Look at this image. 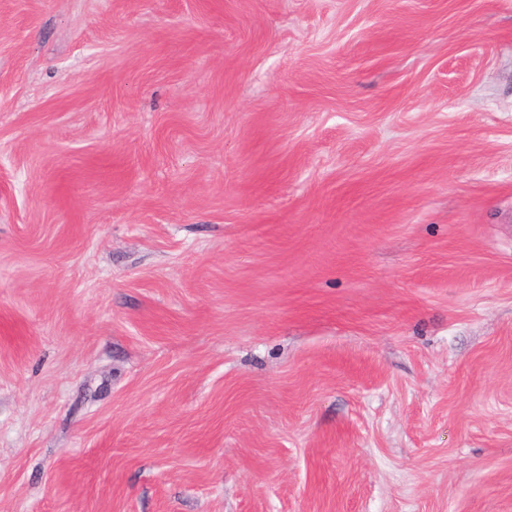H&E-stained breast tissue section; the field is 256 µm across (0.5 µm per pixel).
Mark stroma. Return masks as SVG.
<instances>
[{"instance_id":"obj_1","label":"stroma","mask_w":512,"mask_h":512,"mask_svg":"<svg viewBox=\"0 0 512 512\" xmlns=\"http://www.w3.org/2000/svg\"><path fill=\"white\" fill-rule=\"evenodd\" d=\"M0 512H512V0H0Z\"/></svg>"}]
</instances>
